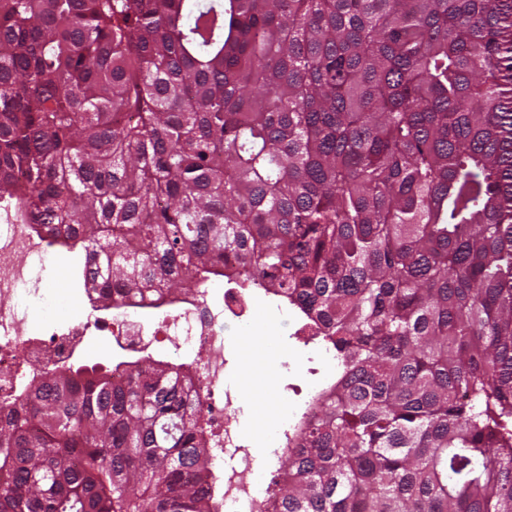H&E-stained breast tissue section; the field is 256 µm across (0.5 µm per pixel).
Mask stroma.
Wrapping results in <instances>:
<instances>
[{"instance_id":"stroma-1","label":"stroma","mask_w":512,"mask_h":512,"mask_svg":"<svg viewBox=\"0 0 512 512\" xmlns=\"http://www.w3.org/2000/svg\"><path fill=\"white\" fill-rule=\"evenodd\" d=\"M78 260V253L63 249L48 255L40 283L44 299L31 317L34 329L84 319L90 306L73 275ZM250 297L255 309L266 312L268 340L252 344L251 324L225 323L224 334L229 341L225 383L235 392L239 409L235 426L253 450L293 428L312 395L334 377L336 365L324 361L319 342L296 336L301 322L291 307L261 290ZM287 359L295 362V370L283 368Z\"/></svg>"}]
</instances>
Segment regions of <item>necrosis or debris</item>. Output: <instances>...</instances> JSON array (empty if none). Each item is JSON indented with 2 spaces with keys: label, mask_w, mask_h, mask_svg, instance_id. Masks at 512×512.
Returning a JSON list of instances; mask_svg holds the SVG:
<instances>
[{
  "label": "necrosis or debris",
  "mask_w": 512,
  "mask_h": 512,
  "mask_svg": "<svg viewBox=\"0 0 512 512\" xmlns=\"http://www.w3.org/2000/svg\"><path fill=\"white\" fill-rule=\"evenodd\" d=\"M50 250L48 239L33 225L10 219L0 209V403L11 401L23 377L48 367L55 356L80 343L89 329L122 337L132 347L144 338L162 337L173 353L195 355L199 380L208 393L205 414L217 432L214 456L225 464V505L229 512H260L266 490L255 481L254 456L241 443L234 426L233 394L224 387V321L252 318L254 305L247 294L230 288L218 297L204 283L184 296L175 313L156 327L130 307L118 304L109 315L37 338L28 307L39 294L34 287L37 267L44 264Z\"/></svg>",
  "instance_id": "4bbe7bcc"
}]
</instances>
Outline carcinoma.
<instances>
[{
    "label": "carcinoma",
    "mask_w": 512,
    "mask_h": 512,
    "mask_svg": "<svg viewBox=\"0 0 512 512\" xmlns=\"http://www.w3.org/2000/svg\"><path fill=\"white\" fill-rule=\"evenodd\" d=\"M0 202L91 303L223 277L336 377L265 512H512V0H0ZM191 362L0 405V512H223Z\"/></svg>",
    "instance_id": "1"
}]
</instances>
